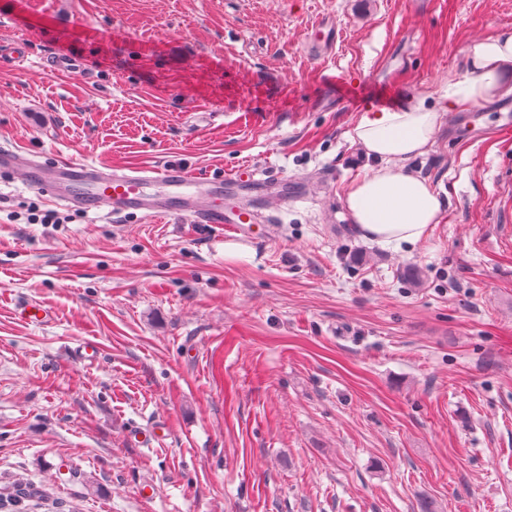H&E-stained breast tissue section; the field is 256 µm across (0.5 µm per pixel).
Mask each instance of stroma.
<instances>
[{
	"label": "stroma",
	"instance_id": "stroma-1",
	"mask_svg": "<svg viewBox=\"0 0 512 512\" xmlns=\"http://www.w3.org/2000/svg\"><path fill=\"white\" fill-rule=\"evenodd\" d=\"M504 29L512 0H0V149L246 163L290 191L236 192L276 218L249 246L179 215L95 218L0 170V497L512 512V100L448 113L411 163L443 201L424 240H366L343 202L370 165L362 112L438 100ZM60 48L81 68L54 70Z\"/></svg>",
	"mask_w": 512,
	"mask_h": 512
}]
</instances>
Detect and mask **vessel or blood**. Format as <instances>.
<instances>
[{"label":"vessel or blood","instance_id":"vessel-or-blood-1","mask_svg":"<svg viewBox=\"0 0 512 512\" xmlns=\"http://www.w3.org/2000/svg\"><path fill=\"white\" fill-rule=\"evenodd\" d=\"M0 169L19 174L32 190L53 202L88 214L123 218L184 214L197 224L223 228L230 240L248 241L258 213L224 202V191L242 182L257 185L256 173L241 165L225 179L200 177L183 166L106 167L90 161H59L47 166L23 153L0 150Z\"/></svg>","mask_w":512,"mask_h":512}]
</instances>
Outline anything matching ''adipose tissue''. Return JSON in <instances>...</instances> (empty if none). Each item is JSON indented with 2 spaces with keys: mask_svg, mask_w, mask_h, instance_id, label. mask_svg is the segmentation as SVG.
Wrapping results in <instances>:
<instances>
[{
  "mask_svg": "<svg viewBox=\"0 0 512 512\" xmlns=\"http://www.w3.org/2000/svg\"><path fill=\"white\" fill-rule=\"evenodd\" d=\"M512 30L469 43L462 73L449 80L440 104L416 97L397 110H366L350 137L375 167L351 181L343 201L364 238L380 243L414 244L439 223L442 202L425 179L407 169L425 155L446 113L512 97Z\"/></svg>",
  "mask_w": 512,
  "mask_h": 512,
  "instance_id": "obj_1",
  "label": "adipose tissue"
}]
</instances>
